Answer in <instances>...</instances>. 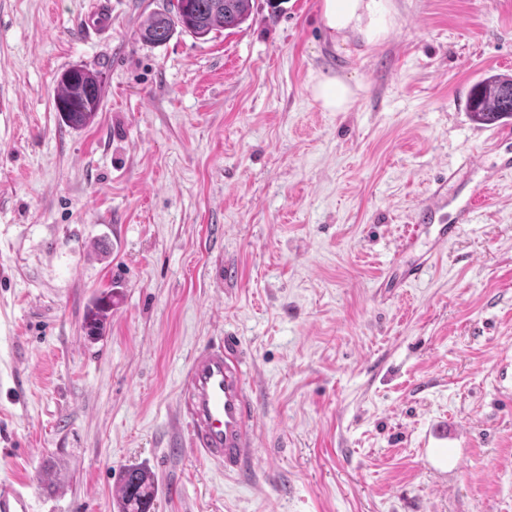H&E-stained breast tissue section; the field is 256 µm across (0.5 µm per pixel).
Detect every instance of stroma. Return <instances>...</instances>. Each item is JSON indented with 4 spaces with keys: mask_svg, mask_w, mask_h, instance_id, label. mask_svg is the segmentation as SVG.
I'll use <instances>...</instances> for the list:
<instances>
[{
    "mask_svg": "<svg viewBox=\"0 0 512 512\" xmlns=\"http://www.w3.org/2000/svg\"><path fill=\"white\" fill-rule=\"evenodd\" d=\"M169 7L0 0V481L32 512H113L130 464L154 512H512V121L467 110L512 75V0H395L372 46L333 41L321 0L140 40ZM76 66L103 85L80 130L54 107ZM326 75L349 111L314 98ZM451 172L446 214L474 199L473 222L381 287ZM221 336L253 373L244 480L183 449L181 377ZM357 85L353 86L344 79L324 77L313 87L314 98L329 112L348 111L356 96ZM112 310L111 293H103L93 300L84 314L83 328L87 336H98L102 333Z\"/></svg>",
    "mask_w": 512,
    "mask_h": 512,
    "instance_id": "35a3bbf8",
    "label": "stroma"
}]
</instances>
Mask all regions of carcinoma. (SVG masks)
I'll return each instance as SVG.
<instances>
[{
	"instance_id": "1",
	"label": "carcinoma",
	"mask_w": 512,
	"mask_h": 512,
	"mask_svg": "<svg viewBox=\"0 0 512 512\" xmlns=\"http://www.w3.org/2000/svg\"><path fill=\"white\" fill-rule=\"evenodd\" d=\"M252 0H176L173 11L152 13L141 24L139 36L144 42L168 41L176 28L204 39L218 28L232 30L250 17ZM102 99L98 76L81 67L64 72L59 81L55 106L63 123L82 129L94 121ZM468 111L480 124H495L512 119V76L486 73L471 89ZM112 310V294L93 300L84 314L83 328L88 336L102 333ZM155 480L138 465H129L120 474L117 512H152Z\"/></svg>"
}]
</instances>
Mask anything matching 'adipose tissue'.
<instances>
[{
    "label": "adipose tissue",
    "mask_w": 512,
    "mask_h": 512,
    "mask_svg": "<svg viewBox=\"0 0 512 512\" xmlns=\"http://www.w3.org/2000/svg\"><path fill=\"white\" fill-rule=\"evenodd\" d=\"M324 25L337 42L377 43L393 20L392 0H322Z\"/></svg>",
    "instance_id": "ef3b65f1"
}]
</instances>
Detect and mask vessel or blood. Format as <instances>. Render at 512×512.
I'll return each mask as SVG.
<instances>
[{
	"label": "vessel or blood",
	"mask_w": 512,
	"mask_h": 512,
	"mask_svg": "<svg viewBox=\"0 0 512 512\" xmlns=\"http://www.w3.org/2000/svg\"><path fill=\"white\" fill-rule=\"evenodd\" d=\"M449 181L438 183L427 202L418 207L412 233L401 244L413 249L420 237L431 241L430 257L408 265L400 274L385 278L383 287L399 288L423 279L433 254L447 246L458 225L467 223L474 210L458 208L455 223H448ZM179 408L189 426L190 450L198 458L222 465L225 475L238 476L254 461L255 406L249 388V369L236 339L209 343L192 356L179 384ZM0 512H31L26 487L0 482Z\"/></svg>",
	"instance_id": "obj_1"
}]
</instances>
